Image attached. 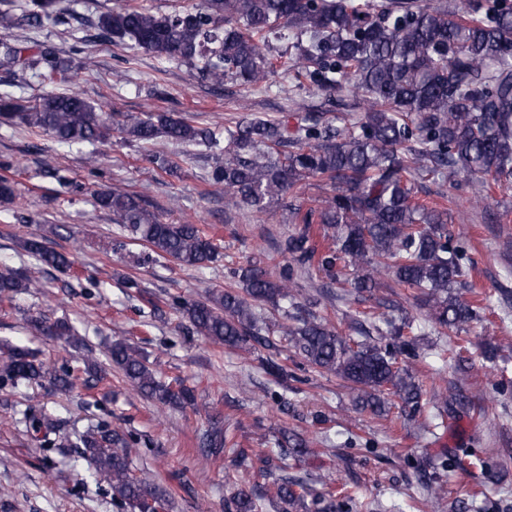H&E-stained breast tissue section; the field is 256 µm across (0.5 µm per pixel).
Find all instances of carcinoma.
<instances>
[{
  "instance_id": "obj_1",
  "label": "carcinoma",
  "mask_w": 512,
  "mask_h": 512,
  "mask_svg": "<svg viewBox=\"0 0 512 512\" xmlns=\"http://www.w3.org/2000/svg\"><path fill=\"white\" fill-rule=\"evenodd\" d=\"M26 19L39 25L59 21L61 0H28ZM97 28L110 41L134 46L194 68L220 85L230 79L255 88L278 76L291 90L311 89L333 102L347 91L355 111L340 117L310 112L294 100L296 126L259 117H238L224 127V142L213 131L170 112L127 114L117 131L128 143L158 138L205 146L224 154L210 173L224 189L226 206L264 214L290 212L301 228L279 244L285 257L278 274L248 260L229 268L224 290L207 301L179 297L175 304L190 327L216 345L245 347L255 341L266 351V372L288 380L278 360L287 343L309 366L348 383L356 405L377 415L395 397L405 410L421 407L422 389L406 362L416 357L408 337L419 326L408 316L378 319L374 342L357 341L305 309L297 289L303 275L344 282L362 294L374 288H412L428 306V321L459 334L476 308L456 292L466 287L473 262L466 238L448 231V203L416 198L418 185L466 174L487 187L512 184V0H456L437 7L409 0H198L189 9L155 13L133 0L99 16ZM288 37L292 52H269ZM45 81L63 64L49 51L40 55ZM0 118L51 134L65 143L105 142L112 128L97 107L76 92L48 91L32 104L0 97ZM313 178L331 187L313 206L300 189ZM113 220L157 256L179 266L204 268L227 258L198 224H167L141 197L119 187L96 196ZM318 224L335 248L319 251L310 226ZM23 248L42 265L69 266L67 257L27 238ZM40 287L26 271H0V297L10 299ZM271 306L283 322L263 336L260 312ZM37 335L75 339L65 321L34 319ZM109 362L140 394L169 407L195 401L193 390L163 380L138 348L112 343ZM48 380L59 390L74 386L75 369L50 368L25 348L0 351V387ZM24 420L43 448H77L79 455L112 488V498L132 512H162L165 491L130 468L137 439L100 423L71 438L55 423L28 409ZM233 434L218 415L200 437V452L214 461L227 454L245 461ZM284 512H349L348 492L311 497L298 476L273 481ZM267 493L239 490L234 512H260Z\"/></svg>"
}]
</instances>
